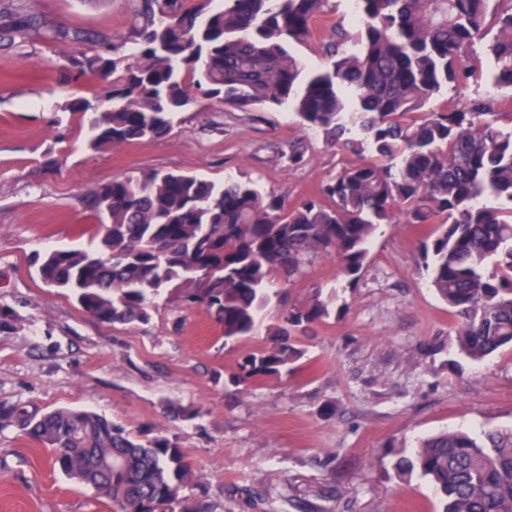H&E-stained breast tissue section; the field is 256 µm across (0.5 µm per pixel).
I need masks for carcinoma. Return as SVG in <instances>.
I'll return each instance as SVG.
<instances>
[{
    "label": "carcinoma",
    "mask_w": 512,
    "mask_h": 512,
    "mask_svg": "<svg viewBox=\"0 0 512 512\" xmlns=\"http://www.w3.org/2000/svg\"><path fill=\"white\" fill-rule=\"evenodd\" d=\"M211 2L191 10L185 0H137L130 52L124 37L54 27L28 0H3L0 29L11 41L35 32L76 45L64 68L106 80L57 105L86 121L88 150L163 136L200 94L241 110L289 105L327 145L372 156L289 208L250 181L169 171L115 177L88 196L98 221L89 246L50 251L39 279L106 323L147 321L165 292L204 308L227 342L253 332L273 282H291L329 256L355 275L380 225L418 224L432 227L424 260L458 353L480 362L512 348V116L483 100L421 111L441 89L467 82L485 38L489 84L512 92V0H356V50L325 42L328 64L315 72L290 44L311 39L327 0H222L215 10ZM330 304L316 298L288 310L285 322L304 329L328 318ZM303 354L285 333L249 354L237 380L279 375ZM3 425L48 448L54 469L125 512H199L182 495L195 477L186 455L160 431L141 439L73 407H12ZM111 458L121 464L106 476L94 461ZM394 468L425 479L440 512H512V428L442 431L397 453Z\"/></svg>",
    "instance_id": "carcinoma-1"
}]
</instances>
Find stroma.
<instances>
[{"mask_svg":"<svg viewBox=\"0 0 512 512\" xmlns=\"http://www.w3.org/2000/svg\"><path fill=\"white\" fill-rule=\"evenodd\" d=\"M64 29L124 35L133 0H30ZM65 44L0 38V404L42 412L88 409L135 434L160 431L183 448L197 478L186 496L209 512H436L431 488L399 477L391 452L464 426H512V350L474 363L456 354L453 323L423 261L425 232L384 224L367 264L345 275L318 258L292 284H276L252 335L225 342L199 307L159 296L148 322L103 323L37 276L52 248L86 246L96 219L84 204L117 176L154 170L214 181L252 180L295 204L360 155L328 147L288 107L219 108L198 98L166 135L88 151L79 118L56 105L86 94L60 60ZM432 97L489 101L490 59ZM305 149L292 168L293 144ZM56 166L44 163L46 155ZM335 296L332 314L292 340L305 351L292 371L236 382L249 354L273 346L289 309ZM0 512H113L111 503L54 470L50 451L17 428L0 429Z\"/></svg>","mask_w":512,"mask_h":512,"instance_id":"1","label":"stroma"}]
</instances>
